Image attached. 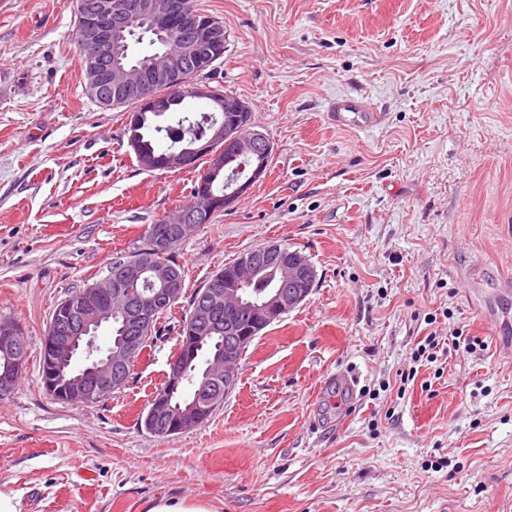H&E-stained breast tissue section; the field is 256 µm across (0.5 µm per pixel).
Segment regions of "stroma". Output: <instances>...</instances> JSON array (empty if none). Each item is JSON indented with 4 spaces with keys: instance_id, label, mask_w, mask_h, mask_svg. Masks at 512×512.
<instances>
[{
    "instance_id": "obj_1",
    "label": "stroma",
    "mask_w": 512,
    "mask_h": 512,
    "mask_svg": "<svg viewBox=\"0 0 512 512\" xmlns=\"http://www.w3.org/2000/svg\"><path fill=\"white\" fill-rule=\"evenodd\" d=\"M194 3L227 48L193 82L246 101L272 160L177 247L183 295L126 387L75 405L41 381L54 308L188 204L208 164L140 166L127 110L83 90L75 0H0V317L31 345L0 401V484L20 512H147L162 497L512 512V0ZM347 97L377 124L336 125ZM271 241L313 265L312 294L254 340L207 420L149 434L194 291ZM454 333L485 346L456 351Z\"/></svg>"
}]
</instances>
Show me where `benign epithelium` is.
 Wrapping results in <instances>:
<instances>
[{
	"instance_id": "obj_1",
	"label": "benign epithelium",
	"mask_w": 512,
	"mask_h": 512,
	"mask_svg": "<svg viewBox=\"0 0 512 512\" xmlns=\"http://www.w3.org/2000/svg\"><path fill=\"white\" fill-rule=\"evenodd\" d=\"M80 9L87 19L84 44L90 56L85 94L95 101L108 98L116 102L132 98L144 111H167L170 101L157 90L167 85L184 84L182 77L186 64L191 62L200 66L207 62L213 44L224 36V24L213 17H200L192 0H122L120 3L94 0ZM178 17L183 22L174 35L171 22ZM137 24L158 34L163 41L174 37L177 47L173 51L160 50L145 65L127 62L122 56V46ZM188 92L197 98L215 100L222 112L245 114L250 111L249 105L239 97L211 86L193 85ZM224 135L228 136L227 142L233 145L236 154L254 160L250 179L224 193V206L227 207L265 174L266 161L273 152L270 140L247 121L227 131L221 123L212 138L193 141L168 155H144L141 165L148 169L188 167L197 156L205 154L209 157L210 167L221 169L224 155L212 151V142ZM164 223L178 225L180 240L198 228L195 218L181 211L165 218ZM265 250L279 255L274 268H268L248 254L238 260V270L252 279L262 278L272 270L288 284V290L274 288L266 293L262 303L254 304L236 282L224 284L214 280L204 289L191 309L186 333L178 337L177 350L168 362L163 385L147 411V429L154 434L160 437L180 434L200 423L203 405L215 408L222 403L221 392L208 389L203 390L200 401H177L184 360L197 346L212 339L213 333L224 331V354L209 367L207 379L216 385L224 383V393L227 394L236 385L237 365L255 333L298 307L311 293L316 273L304 256L277 245H269ZM144 270L145 266L138 260L126 262L122 266L126 284L139 282ZM152 277L158 287L150 291L134 292L118 285L108 301L102 302L103 288L91 285L62 301L57 319L48 326L41 344L47 367L44 387L49 394L72 404H91L107 400L120 388L123 379L119 372L134 366L141 355V337L136 332L147 326L160 306L178 301L183 293V289L170 283L164 266H153ZM221 312L226 313L222 327L215 321V316ZM114 314L124 317L133 335L118 342L104 358L81 367L78 374H68L67 365L75 354L93 341L89 332L112 321ZM17 333L16 325L0 324V346L16 347Z\"/></svg>"
}]
</instances>
